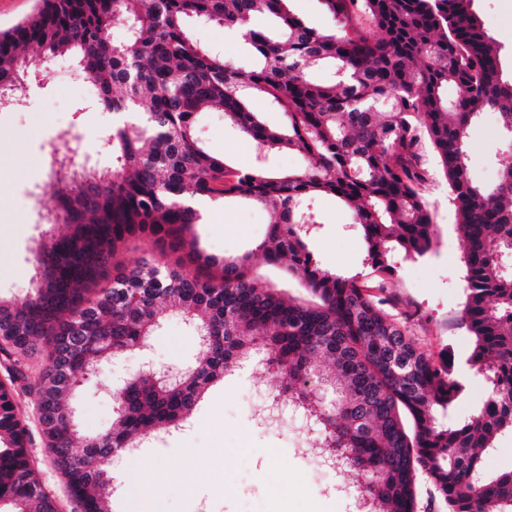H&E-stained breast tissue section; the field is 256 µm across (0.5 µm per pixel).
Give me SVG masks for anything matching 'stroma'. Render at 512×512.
I'll return each instance as SVG.
<instances>
[{
	"label": "stroma",
	"mask_w": 512,
	"mask_h": 512,
	"mask_svg": "<svg viewBox=\"0 0 512 512\" xmlns=\"http://www.w3.org/2000/svg\"><path fill=\"white\" fill-rule=\"evenodd\" d=\"M475 10L485 31L501 48L505 63H512V0H476ZM197 36L219 49L233 66L247 70L254 56L224 27L200 28ZM90 84L76 74L71 55L46 58L31 79L23 107L0 111V297L10 299L30 293L35 274V252L62 225L52 223L57 199L49 188L45 152L57 134L67 132L69 145L100 165L110 160L106 135L112 113L94 108ZM496 113H484L471 131L469 169L477 182H497L501 165ZM197 132L208 152L239 168L266 164L285 173L308 163L302 153L280 148L259 154L254 143L224 124L219 112L204 113ZM431 180L423 195L441 239L435 256L399 261V273L388 295L418 308L422 323L416 332L422 349L431 355L447 353L462 367L470 349V333L463 320L464 257L467 243L457 226V212L448 184L433 150H426ZM322 224L311 246L323 266L340 274L363 268V247L350 210L323 197L314 204ZM273 221L271 213L245 202L220 203L211 215L188 231L203 254L216 258L249 255L251 271L265 285L281 289L301 302L309 296L281 271L267 265L257 246ZM196 345L186 321L167 318L147 351L132 352L101 366L98 374L78 389L73 403L80 437H93L112 424V384L115 376L132 378L146 363L185 364ZM25 379L17 383L15 404L27 423L29 452L44 491L60 512H76L78 505L67 490L63 474L48 452L36 399L29 386L47 363L45 354L20 359ZM279 384L258 367L241 370L213 383L203 395L193 417L182 430L164 439L124 452L110 498L112 512H357L351 493L353 478L315 464L297 449L301 422L289 417L286 425L260 427L247 422L246 407L263 402ZM248 434L252 451L235 459L230 450L241 434ZM143 468L158 465L163 481L130 476L132 463Z\"/></svg>",
	"instance_id": "obj_1"
}]
</instances>
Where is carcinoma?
<instances>
[{
  "mask_svg": "<svg viewBox=\"0 0 512 512\" xmlns=\"http://www.w3.org/2000/svg\"><path fill=\"white\" fill-rule=\"evenodd\" d=\"M287 0H41L0 32V92L28 85L30 50L69 52L104 111L144 114L112 129L108 167L74 166L68 149L49 145L45 160L61 202L52 235L36 251L35 286L0 297V352L50 347L34 386L54 464L81 512H112L103 494L113 481L102 458L179 430L205 391L253 360L282 380L268 402L288 401L305 421L300 452L355 477L365 512H416V481L432 484L447 512H512V468L486 472L484 456L512 437V161L493 186L469 171L470 129L495 112L512 148V73L483 30L475 0H321L334 27L319 30L286 9ZM280 20L271 36L258 14ZM366 18L375 34L360 29ZM127 39L112 42L113 21ZM243 30L257 64L242 71L202 43L194 28ZM329 66L328 82L312 70ZM456 87L454 103L442 95ZM248 93L269 97L287 126L261 123ZM209 108L269 153L288 146L310 164L288 174L239 169L210 155L197 135ZM431 145L453 195L467 242L463 318L472 337L466 364L486 397L466 417L445 423L467 389L448 354L422 351L418 310L383 294L397 258L437 252L423 189ZM347 205L362 235L367 273L322 269L310 248L319 224L313 200ZM246 198L275 221L259 246L267 264L314 295L303 305L260 284L249 256H201L185 233L199 221L191 198ZM170 240L189 265L154 251L133 266L114 262L134 237ZM172 314L198 337L195 360L175 382L152 374L116 395L112 428L76 449L67 398L97 368L140 349ZM53 512L26 446L12 389L0 383V506Z\"/></svg>",
  "mask_w": 512,
  "mask_h": 512,
  "instance_id": "carcinoma-1",
  "label": "carcinoma"
}]
</instances>
